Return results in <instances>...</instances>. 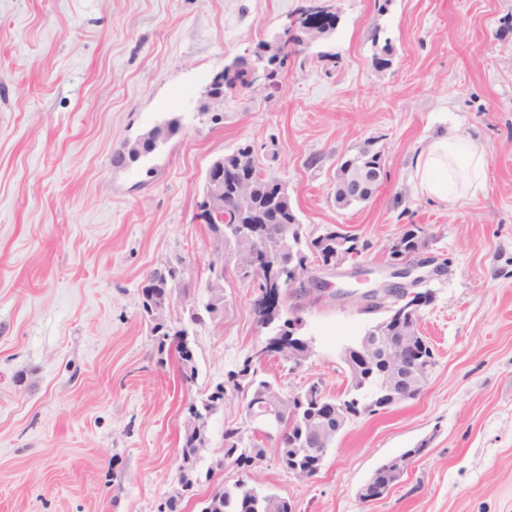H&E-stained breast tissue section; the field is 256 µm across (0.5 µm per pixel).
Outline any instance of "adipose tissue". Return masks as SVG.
I'll use <instances>...</instances> for the list:
<instances>
[{
	"instance_id": "ef3b65f1",
	"label": "adipose tissue",
	"mask_w": 512,
	"mask_h": 512,
	"mask_svg": "<svg viewBox=\"0 0 512 512\" xmlns=\"http://www.w3.org/2000/svg\"><path fill=\"white\" fill-rule=\"evenodd\" d=\"M413 178L423 195L445 204L476 197L486 189L485 152L461 134L437 137L417 155Z\"/></svg>"
}]
</instances>
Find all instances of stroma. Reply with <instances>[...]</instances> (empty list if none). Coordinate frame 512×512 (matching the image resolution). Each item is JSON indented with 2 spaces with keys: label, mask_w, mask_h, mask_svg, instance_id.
I'll use <instances>...</instances> for the list:
<instances>
[{
  "label": "stroma",
  "mask_w": 512,
  "mask_h": 512,
  "mask_svg": "<svg viewBox=\"0 0 512 512\" xmlns=\"http://www.w3.org/2000/svg\"><path fill=\"white\" fill-rule=\"evenodd\" d=\"M335 33L292 58L277 84L231 93L200 112L225 59L278 35L307 0H0V512H201L240 471L224 426L245 420L227 384L273 328L257 290L227 273L223 316L195 325L217 254L195 217L213 159L251 144L282 180L307 237L358 238V264L382 270L411 227L441 271L425 290L419 333L434 354L415 399L350 417L320 472L284 470L262 441L259 490L292 512H512V0H331ZM389 66H379L381 42ZM178 118L134 163L126 141ZM464 134L485 151L487 189L447 205L412 181L418 153ZM379 151L365 202H335L339 164ZM179 263L162 331L143 310L148 271ZM342 294L280 301L311 347L300 368L268 357L258 371L289 396L319 383L347 398L342 359L385 316L365 311L364 278ZM187 329L196 376L162 335ZM223 387L207 418L190 488L180 480L187 407ZM382 499L361 488L410 448ZM421 450L420 448H410L406 450L405 452L401 453L400 455L394 456L387 460L385 463H383L381 466H379L376 469L375 473V481L380 486L385 485L387 483V480L391 477L392 471L396 467V462L398 465V471L401 472L404 469H408L409 466L412 464L413 460L412 457L416 458L418 455H420ZM412 456V457H410ZM408 457V458H407ZM406 458V459H405ZM404 459V460H403ZM400 460H403L400 462Z\"/></svg>",
  "instance_id": "stroma-1"
}]
</instances>
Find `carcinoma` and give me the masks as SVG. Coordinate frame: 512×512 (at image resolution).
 <instances>
[{
    "instance_id": "carcinoma-1",
    "label": "carcinoma",
    "mask_w": 512,
    "mask_h": 512,
    "mask_svg": "<svg viewBox=\"0 0 512 512\" xmlns=\"http://www.w3.org/2000/svg\"><path fill=\"white\" fill-rule=\"evenodd\" d=\"M272 49L268 57L270 66V78L278 76L284 69L288 58L303 52L306 44L294 41L289 47H278L266 42L256 45L257 53L265 54L266 49ZM245 69L235 72L222 70L216 73L211 83L203 92L201 110L206 111L210 107L209 96L216 88L237 89L242 92L246 88ZM178 127V120L172 118L161 125L155 126L140 136L135 142L128 143L122 150V157L128 162H136L140 158L153 152L162 142L172 135ZM224 174H240L242 180L228 181L224 183V209L212 216L204 211L206 203L198 204L199 213L196 217L207 224L215 235L216 246L224 248L232 246L231 259H233V272L242 281L249 280V272L254 261L255 243L267 240L271 243L281 241L279 245L280 255L277 263L283 276H288V264L300 263L299 269H304L302 263L308 259L305 250L317 254L320 259L326 261L336 254V239L341 238L345 242V249L355 254L359 253L357 238L351 235H340L334 229H326L325 235L313 239H306L298 234L288 233V227H301L294 212L287 187L276 181L275 186H270L271 178L261 166L254 150L249 145L239 146L232 152L222 156ZM381 166V155L372 149L365 147L355 156L343 161L336 176V203L341 207H348L354 203L365 202L364 196L357 197L353 194L344 197L341 188L352 181L360 168H378ZM144 309L150 316H161L158 305H169L173 292L178 290L181 294H189V285L182 282L181 270L176 266H168L164 269H154L146 274ZM177 340L176 351L182 360L184 368V381L190 382L195 376L193 356L190 355V347L187 330H178L174 333ZM233 388L240 394L241 401L252 404L262 400L264 391L273 385V382L257 378V371L244 367L240 372L231 375ZM325 397L318 384H311L306 393L302 394V402L284 414V432L276 439L279 451V463L285 468L299 470V478L305 480L315 476L321 469L323 456H312L306 452V418L321 410V398ZM203 443V437L198 433L185 434L182 455L188 461L194 457L198 448ZM262 453L263 448L259 443H245L243 429L239 426L228 424L224 426V456L234 458L240 463L246 460L244 451ZM424 448H410L405 452L394 456L376 469L375 481L384 485L391 477L396 467V462L407 457H417ZM262 497L259 507L254 509L250 504L257 497ZM276 499L277 512H292L288 499L267 493L260 495V491L253 485L246 486L240 481L226 486L215 492L202 512H268L267 501Z\"/></svg>"
}]
</instances>
